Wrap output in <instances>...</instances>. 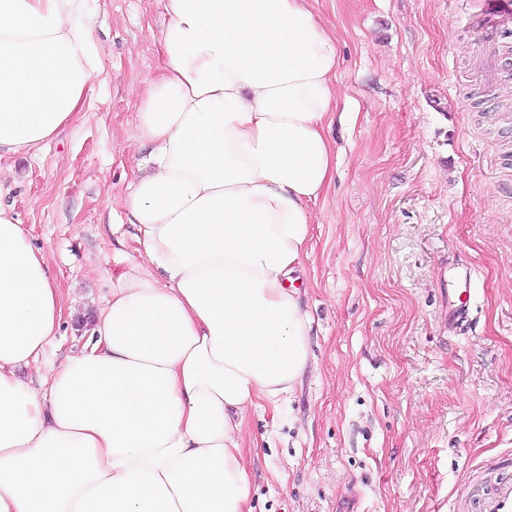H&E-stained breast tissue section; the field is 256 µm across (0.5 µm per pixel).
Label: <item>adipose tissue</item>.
<instances>
[{"mask_svg": "<svg viewBox=\"0 0 512 512\" xmlns=\"http://www.w3.org/2000/svg\"><path fill=\"white\" fill-rule=\"evenodd\" d=\"M89 2L0 0V157L79 112L101 67ZM161 3L134 103L153 151L123 198L137 256L60 365L61 292L0 203V512H253L245 413L309 361L292 280L336 173V38L311 0Z\"/></svg>", "mask_w": 512, "mask_h": 512, "instance_id": "adipose-tissue-1", "label": "adipose tissue"}]
</instances>
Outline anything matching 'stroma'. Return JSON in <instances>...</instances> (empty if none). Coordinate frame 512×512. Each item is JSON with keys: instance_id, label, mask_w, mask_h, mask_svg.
<instances>
[{"instance_id": "obj_1", "label": "stroma", "mask_w": 512, "mask_h": 512, "mask_svg": "<svg viewBox=\"0 0 512 512\" xmlns=\"http://www.w3.org/2000/svg\"><path fill=\"white\" fill-rule=\"evenodd\" d=\"M472 0H314L337 40L336 176L311 205L301 293L312 357L280 410L245 420L254 512H458L512 471V36L485 92ZM160 0H97L102 71L38 158L0 159V199L64 298L55 363L136 255L123 197L148 148L135 99L157 72ZM469 317L448 322V291Z\"/></svg>"}]
</instances>
